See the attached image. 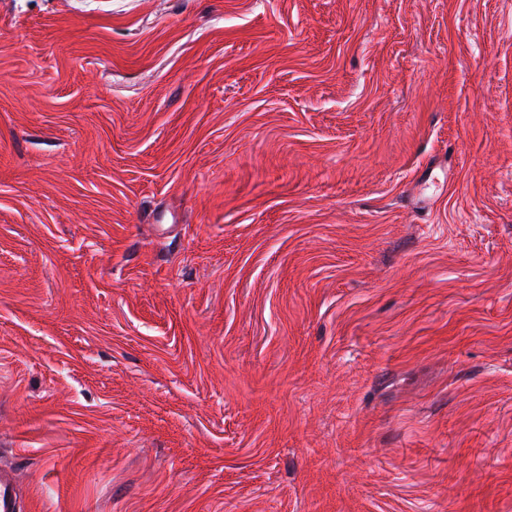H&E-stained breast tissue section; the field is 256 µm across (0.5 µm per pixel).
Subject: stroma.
Wrapping results in <instances>:
<instances>
[{
    "label": "stroma",
    "mask_w": 512,
    "mask_h": 512,
    "mask_svg": "<svg viewBox=\"0 0 512 512\" xmlns=\"http://www.w3.org/2000/svg\"><path fill=\"white\" fill-rule=\"evenodd\" d=\"M0 464L512 512V0H0Z\"/></svg>",
    "instance_id": "35a3bbf8"
}]
</instances>
